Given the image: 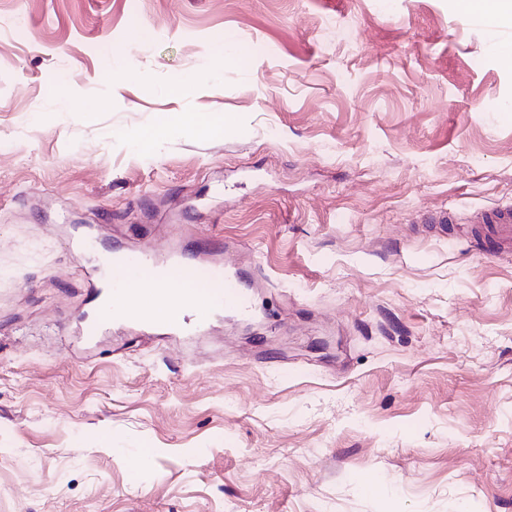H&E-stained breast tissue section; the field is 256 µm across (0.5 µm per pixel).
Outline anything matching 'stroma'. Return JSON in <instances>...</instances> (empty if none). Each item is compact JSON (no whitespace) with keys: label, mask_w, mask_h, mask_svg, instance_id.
Instances as JSON below:
<instances>
[{"label":"stroma","mask_w":512,"mask_h":512,"mask_svg":"<svg viewBox=\"0 0 512 512\" xmlns=\"http://www.w3.org/2000/svg\"><path fill=\"white\" fill-rule=\"evenodd\" d=\"M510 40L454 0H0V512H512V251L471 224L512 207ZM86 241L252 314L85 349ZM193 120L188 115H161L159 116L153 127L146 130L137 139V143L143 150H150L154 144L161 139L165 133L174 125L191 123Z\"/></svg>","instance_id":"35a3bbf8"}]
</instances>
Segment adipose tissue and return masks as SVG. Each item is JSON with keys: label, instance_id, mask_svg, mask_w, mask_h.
<instances>
[{"label": "adipose tissue", "instance_id": "ef3b65f1", "mask_svg": "<svg viewBox=\"0 0 512 512\" xmlns=\"http://www.w3.org/2000/svg\"><path fill=\"white\" fill-rule=\"evenodd\" d=\"M124 288L131 314L148 321L178 315L202 299L196 284L172 278L163 281L133 279L126 282Z\"/></svg>", "mask_w": 512, "mask_h": 512}]
</instances>
